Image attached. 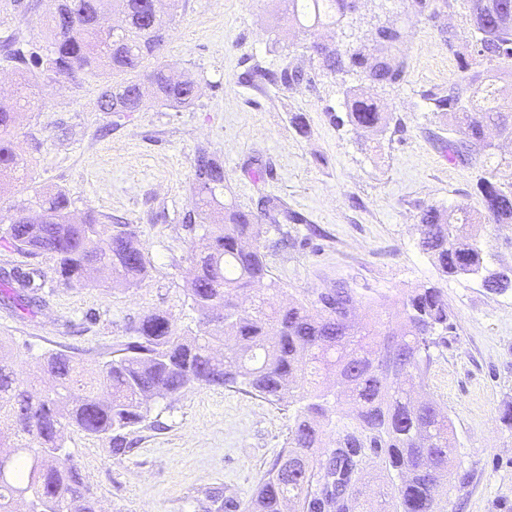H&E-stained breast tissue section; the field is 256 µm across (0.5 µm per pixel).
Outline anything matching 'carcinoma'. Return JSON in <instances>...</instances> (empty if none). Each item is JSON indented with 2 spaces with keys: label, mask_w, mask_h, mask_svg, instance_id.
<instances>
[{
  "label": "carcinoma",
  "mask_w": 512,
  "mask_h": 512,
  "mask_svg": "<svg viewBox=\"0 0 512 512\" xmlns=\"http://www.w3.org/2000/svg\"><path fill=\"white\" fill-rule=\"evenodd\" d=\"M462 1L471 26L472 63L484 66L464 81L423 95L431 112L452 120L453 136L445 148L448 159L482 158L492 163L491 131L512 133V0H409L411 8L437 21ZM46 20V47L26 41L16 31L0 37V56L18 71L13 95L0 100V190L26 177L27 159L15 147L22 114L39 105L42 80L79 83L106 72L138 74L115 81L101 94L103 112H139L150 94L154 104L177 109L196 98L195 81L174 76L157 65L144 68L164 50L167 21L179 0H118L123 23L104 29L109 0H53ZM356 0H279L288 22L311 27L338 26ZM403 34L393 26L377 29L378 50L342 53L336 41L314 39L305 49L329 72L361 70L371 84L403 81L406 63L393 53ZM301 73L289 68H257L248 82L289 86ZM347 121L360 132L382 133L394 116L372 97L356 91L345 96ZM224 189V164L201 149L195 159V194L184 223L203 230L193 245V269L185 295L196 314L197 330L175 331L163 313L145 315L131 340L112 359L89 368L62 351L44 354L35 378L48 379L50 389L37 392L20 383L13 355L0 342V512H100L79 467L65 443V432L80 431L108 441L115 456L131 451L128 436L143 423L151 405L172 400L185 388L242 386L271 403L298 405L287 446L278 454L243 505L212 488L200 500L201 512H341L350 496L355 512H441L439 489L468 474L457 463L452 423L433 401L419 397L431 361V349L455 329V316L441 288L418 284L403 295L401 317L393 327L379 321H358L359 301L344 287L319 294L316 305L301 301L275 305L264 294L247 309L238 307L241 292L263 283L276 290L260 245L261 226L278 224L285 215L269 199L255 213L219 199ZM477 192L485 211L467 205L454 209L430 205L420 209L419 248L443 277L484 279L490 270L477 240L478 224H512V182L482 177ZM36 218L17 207L7 221L4 239L16 249L52 259L60 277L82 285L92 268H111L113 282L137 288L148 276L145 253L129 224L101 228L92 214L80 224L70 220L71 198L63 189L34 190ZM391 344L398 359L387 373L380 354ZM343 379L332 392L319 386L328 376ZM345 414L351 423L339 427L336 447L322 441V421ZM381 462L384 478L377 507L364 510L360 486L369 461Z\"/></svg>",
  "instance_id": "cac0c4a2"
}]
</instances>
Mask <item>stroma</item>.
I'll return each instance as SVG.
<instances>
[{
	"instance_id": "stroma-1",
	"label": "stroma",
	"mask_w": 512,
	"mask_h": 512,
	"mask_svg": "<svg viewBox=\"0 0 512 512\" xmlns=\"http://www.w3.org/2000/svg\"><path fill=\"white\" fill-rule=\"evenodd\" d=\"M382 24L403 33L397 51L406 77L392 87L373 86L356 71L323 70L304 48L312 32L276 23L271 0H183L160 61L197 80L199 97L189 107L103 112L110 75L48 83L41 109L26 113L15 141L31 161V182L1 192L0 212L26 204L30 185L66 190L75 218L134 227L150 267L130 290L111 288L107 271L80 286L61 279L52 260L0 240V290H21L30 269L41 274L40 300L29 309L0 299V342L11 349L18 378L32 382L52 350L101 364L151 312L167 314L178 331L195 329L184 290L193 234L183 218L204 148L223 161L227 195L237 204L257 211L273 198L300 218L263 228L275 302H311L342 286L388 321L411 288H441L456 330L434 348L425 392L451 419L469 473L450 488L446 510L512 512V431L499 421L512 404V292H491L473 277L440 279L418 247L422 207L483 209L476 183L486 167L449 160L448 126L420 97L464 76L466 47L449 53L437 24L408 0H357L332 35L350 52L371 44ZM257 64L297 69L302 79L287 87L243 83ZM349 88L377 97L396 126L367 138L344 123ZM296 112L306 114L308 135L292 127ZM478 234L491 266L512 267V224H484ZM294 412L238 387L194 385L152 405L125 456L73 430L66 446L103 512H193L207 488L247 501L285 447Z\"/></svg>"
}]
</instances>
